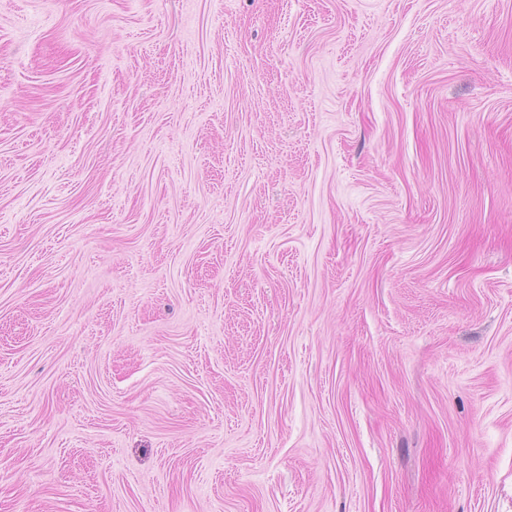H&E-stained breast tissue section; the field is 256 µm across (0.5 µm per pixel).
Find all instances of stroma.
I'll return each instance as SVG.
<instances>
[{
    "label": "stroma",
    "instance_id": "stroma-1",
    "mask_svg": "<svg viewBox=\"0 0 512 512\" xmlns=\"http://www.w3.org/2000/svg\"><path fill=\"white\" fill-rule=\"evenodd\" d=\"M0 512H512V0H0Z\"/></svg>",
    "mask_w": 512,
    "mask_h": 512
}]
</instances>
